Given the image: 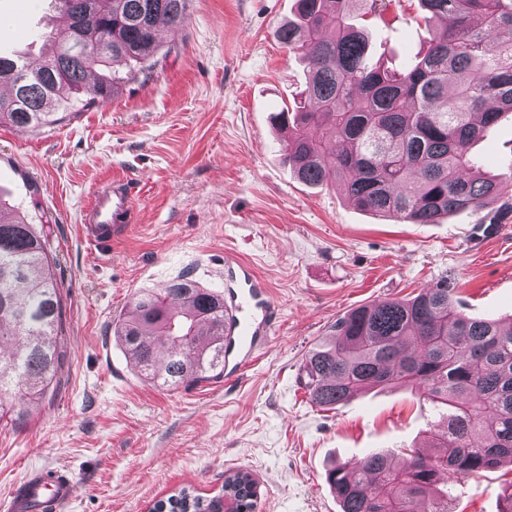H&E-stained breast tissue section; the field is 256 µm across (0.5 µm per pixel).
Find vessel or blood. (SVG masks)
<instances>
[{
  "mask_svg": "<svg viewBox=\"0 0 512 512\" xmlns=\"http://www.w3.org/2000/svg\"><path fill=\"white\" fill-rule=\"evenodd\" d=\"M133 195L126 182L96 188L86 210L89 241H111L121 225L131 223ZM277 309L265 284L244 262H224V370L236 377L250 367L258 348L275 332ZM75 494V484L60 471L27 472L21 484L0 502V512H61Z\"/></svg>",
  "mask_w": 512,
  "mask_h": 512,
  "instance_id": "b4317fda",
  "label": "vessel or blood"
}]
</instances>
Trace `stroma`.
Masks as SVG:
<instances>
[{
  "label": "stroma",
  "mask_w": 512,
  "mask_h": 512,
  "mask_svg": "<svg viewBox=\"0 0 512 512\" xmlns=\"http://www.w3.org/2000/svg\"><path fill=\"white\" fill-rule=\"evenodd\" d=\"M294 0H189L164 32L158 62L95 107L39 130L0 126V200L32 222L49 215L67 334L51 399L0 420V499L28 469L77 484L64 512H148L189 485L218 494L224 473L252 472L257 512H339L326 480L335 462L396 454L437 435L436 412L410 388L374 389L327 410L304 387L307 353L336 320L385 298L447 281L478 319L512 317V212L497 204L437 224H401L358 210L339 186L311 187L284 163L274 122L307 66L277 39ZM55 0H0V39L39 54ZM418 0H389L370 27L374 54L404 68L427 28ZM481 170L512 173V116L473 148ZM131 183V224L101 246L81 233L93 190ZM36 184L37 197L28 186ZM248 262L278 310L254 364L168 389L145 382L112 337L141 290L188 273L224 286V258ZM512 468L459 476L448 512H498Z\"/></svg>",
  "instance_id": "stroma-1"
}]
</instances>
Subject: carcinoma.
I'll list each match as a JSON object with an SVG mask.
<instances>
[{
    "instance_id": "1",
    "label": "carcinoma",
    "mask_w": 512,
    "mask_h": 512,
    "mask_svg": "<svg viewBox=\"0 0 512 512\" xmlns=\"http://www.w3.org/2000/svg\"><path fill=\"white\" fill-rule=\"evenodd\" d=\"M435 22L425 50L402 70L370 61L352 16L382 18L380 0H296L278 40L307 62L291 111L285 161L311 186L339 184L358 208L411 224L478 211L512 192V180L478 170L472 147L512 114V0H418ZM188 0H58L65 20L51 47L21 68L0 55V125L40 129L109 98L124 61L129 74L153 66L157 23L178 27ZM96 34L87 56L76 29ZM51 232L0 202V420L21 418L16 398L53 392L65 360L63 300L51 273ZM145 380L177 388L224 372V296L180 275L137 293L112 325ZM330 342L304 363L313 405L334 409L376 387L412 384L444 409L439 438L400 458L372 452L334 465L326 482L341 512H448L459 474L512 464V321L463 311L444 281L407 300L384 299L336 320ZM256 512L257 481L224 473L222 493L183 487L154 512H220L224 499Z\"/></svg>"
}]
</instances>
